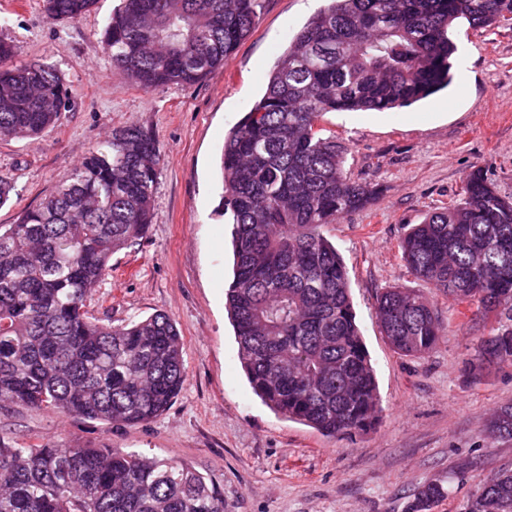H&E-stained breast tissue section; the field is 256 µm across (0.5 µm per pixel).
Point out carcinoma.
<instances>
[{"instance_id": "obj_1", "label": "carcinoma", "mask_w": 512, "mask_h": 512, "mask_svg": "<svg viewBox=\"0 0 512 512\" xmlns=\"http://www.w3.org/2000/svg\"><path fill=\"white\" fill-rule=\"evenodd\" d=\"M96 0H44L77 22ZM275 63L263 95L224 138L220 215L229 216L234 275L226 290L238 356L275 413L324 436L374 429V369L345 263L320 229L373 204L377 185L351 180L348 148L320 125L327 112L409 107L453 82L463 23L512 20V0H328ZM260 0H122L103 49L142 89L193 85L251 33ZM0 39V138L53 128L70 94L50 65L14 64ZM161 163L156 138L126 126L85 154L69 179L15 224H0V400L134 426L170 408L186 380L182 340L165 313L114 326L88 315L112 255L146 235ZM419 279L485 319H512V200L488 174L399 242ZM384 335L421 356L441 336L434 309L404 288L377 298ZM512 363V326L492 329L473 376ZM512 439V407L490 421ZM445 496L437 483L415 501ZM0 512H224V492L176 461L112 448H56L0 438ZM466 512H512V470L487 479Z\"/></svg>"}]
</instances>
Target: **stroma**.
Wrapping results in <instances>:
<instances>
[{
	"mask_svg": "<svg viewBox=\"0 0 512 512\" xmlns=\"http://www.w3.org/2000/svg\"><path fill=\"white\" fill-rule=\"evenodd\" d=\"M118 4L97 0L67 23L50 21L43 0H0V38L18 46V63L53 66L72 96L53 129L0 140V176L14 187L0 224L39 206L113 129L152 132L162 154L153 223L113 255L87 309L115 326L169 315L183 338L186 381L168 411L136 426L0 401V436L188 463L220 486L225 512H410L431 482L446 490L433 512H465L485 479L512 469V440L488 430L493 411L512 405V364L465 373L491 323L415 277L398 243L457 199L471 170L487 171L500 194L512 196V28L460 26L447 90L390 112L322 119L348 148L351 180L382 189L375 205L321 229L344 258L381 405L373 430L333 438L275 414L252 391L225 308L233 254L230 227L217 213L225 136L325 0H261L253 32L221 69L190 86L149 90L133 85L103 50ZM393 287L415 291L437 312L442 335L429 354L400 355L383 335L376 300Z\"/></svg>",
	"mask_w": 512,
	"mask_h": 512,
	"instance_id": "stroma-1",
	"label": "stroma"
}]
</instances>
